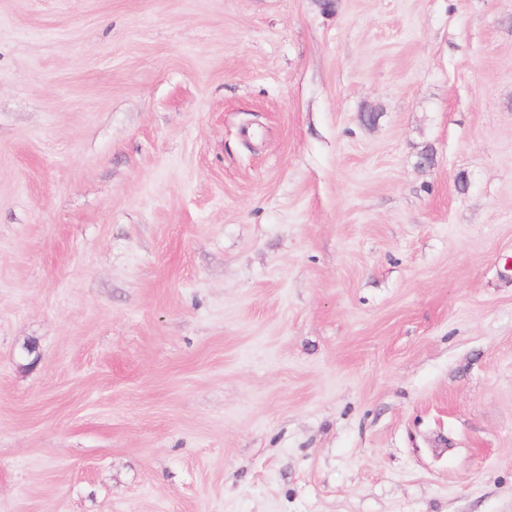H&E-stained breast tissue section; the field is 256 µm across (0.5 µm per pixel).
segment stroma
I'll return each instance as SVG.
<instances>
[{
  "label": "stroma",
  "instance_id": "1",
  "mask_svg": "<svg viewBox=\"0 0 512 512\" xmlns=\"http://www.w3.org/2000/svg\"><path fill=\"white\" fill-rule=\"evenodd\" d=\"M333 4L0 0V512H512V0Z\"/></svg>",
  "mask_w": 512,
  "mask_h": 512
}]
</instances>
